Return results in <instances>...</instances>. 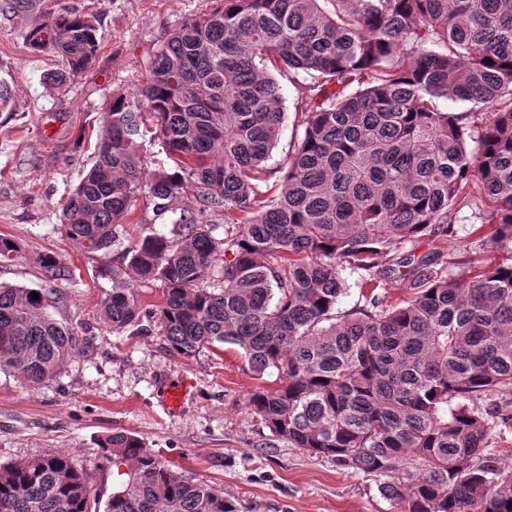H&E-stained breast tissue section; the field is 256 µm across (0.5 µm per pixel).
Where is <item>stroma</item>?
Here are the masks:
<instances>
[{"mask_svg": "<svg viewBox=\"0 0 512 512\" xmlns=\"http://www.w3.org/2000/svg\"><path fill=\"white\" fill-rule=\"evenodd\" d=\"M77 6L98 13L100 48L88 71L62 86L47 76L57 70L52 50L34 51L29 32L48 9ZM211 0H0V80L12 100L0 111V236L21 251L0 262V283L37 287L40 260L55 257L69 268L53 294L52 316L73 325L89 341L53 380L27 385L0 371V464L48 451L83 463L104 500L122 480L99 443L112 431L143 440L177 474L223 491L240 512H404L385 498L382 477L336 467L331 460L291 447L274 436L248 405L249 394L276 385L275 375L256 377L236 346L219 344L192 358L176 354L162 336L115 332L100 318L112 291V269L122 265L128 242L169 227L139 199L124 243L96 253L69 240L62 206L92 162L112 96H134L150 60L174 27L209 9ZM285 118L267 166L268 189L279 187L276 170L303 134L296 114L305 99L299 85L282 82ZM471 208L457 214L452 243L461 276L489 259L474 243ZM193 384L180 411L164 409V387Z\"/></svg>", "mask_w": 512, "mask_h": 512, "instance_id": "1", "label": "stroma"}]
</instances>
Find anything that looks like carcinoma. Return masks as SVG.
<instances>
[{
  "label": "carcinoma",
  "instance_id": "1",
  "mask_svg": "<svg viewBox=\"0 0 512 512\" xmlns=\"http://www.w3.org/2000/svg\"><path fill=\"white\" fill-rule=\"evenodd\" d=\"M100 26L62 9L29 33L61 57L53 84L94 64ZM149 72L139 96L112 97L62 208L66 237L90 252L120 240L142 193L154 216L173 215L170 235L145 236L112 268L103 322L141 327L137 284L159 282L154 325L174 352L228 343L258 378L277 373L278 387L249 397L273 435L388 478L382 492L405 512H512V470L488 452L512 434V263L453 278L452 253L411 247L454 238V214L475 198L492 228L476 245L512 254V0H216L166 35ZM281 78L309 103L269 196ZM146 113L175 164L149 180ZM234 212L248 215L237 227ZM42 263L46 283L67 277ZM345 267L365 287L401 275L411 297L392 306L372 293L341 313ZM51 295L0 285V369L31 386L88 345L48 313ZM101 448L126 467L104 512H239L129 432ZM94 496L63 454L0 465V512H91Z\"/></svg>",
  "mask_w": 512,
  "mask_h": 512
}]
</instances>
